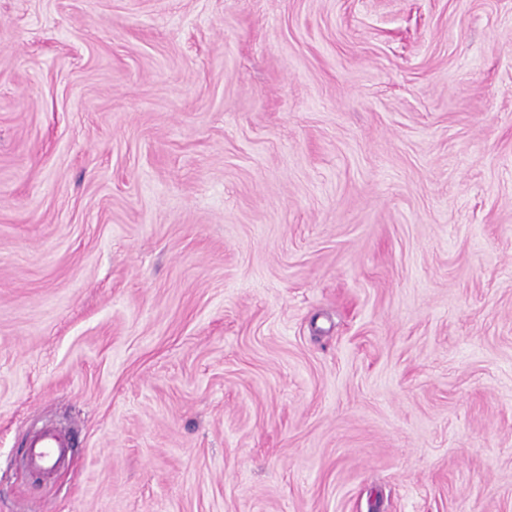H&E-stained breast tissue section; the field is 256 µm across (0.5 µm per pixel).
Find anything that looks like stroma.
I'll return each mask as SVG.
<instances>
[{
  "label": "stroma",
  "mask_w": 512,
  "mask_h": 512,
  "mask_svg": "<svg viewBox=\"0 0 512 512\" xmlns=\"http://www.w3.org/2000/svg\"><path fill=\"white\" fill-rule=\"evenodd\" d=\"M0 512H512V0H0ZM68 454V448L58 438L51 428H44L29 441L26 466L38 470L51 466L62 460Z\"/></svg>",
  "instance_id": "35a3bbf8"
}]
</instances>
